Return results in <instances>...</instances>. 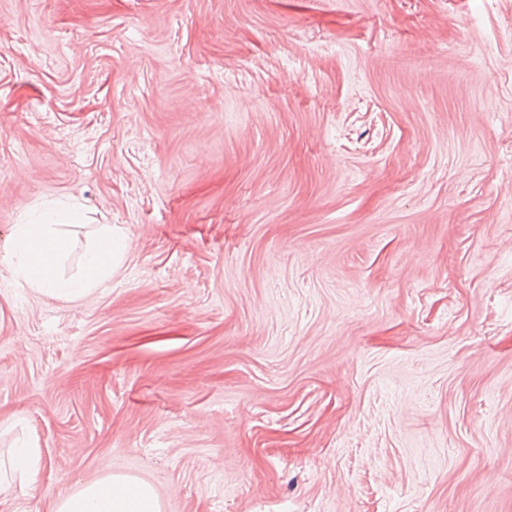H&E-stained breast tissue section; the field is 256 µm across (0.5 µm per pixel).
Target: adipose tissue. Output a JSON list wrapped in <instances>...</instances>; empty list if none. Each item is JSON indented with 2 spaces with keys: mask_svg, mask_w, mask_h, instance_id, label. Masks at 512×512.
Returning a JSON list of instances; mask_svg holds the SVG:
<instances>
[{
  "mask_svg": "<svg viewBox=\"0 0 512 512\" xmlns=\"http://www.w3.org/2000/svg\"><path fill=\"white\" fill-rule=\"evenodd\" d=\"M81 219L77 205L48 206L27 223L16 225L7 250L13 275L29 287L70 301L109 277L120 249L108 227L100 231L87 253L80 277L65 280L59 276V263L68 250L60 227L80 223ZM56 512H161V503L148 483L112 475L61 498Z\"/></svg>",
  "mask_w": 512,
  "mask_h": 512,
  "instance_id": "adipose-tissue-1",
  "label": "adipose tissue"
}]
</instances>
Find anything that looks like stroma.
Listing matches in <instances>:
<instances>
[{"mask_svg":"<svg viewBox=\"0 0 512 512\" xmlns=\"http://www.w3.org/2000/svg\"><path fill=\"white\" fill-rule=\"evenodd\" d=\"M68 200L75 301L4 260ZM109 475L512 512V0H0V512ZM82 215L76 204L44 207L25 224H17L7 256L13 275L36 288L69 301L79 299L112 273L120 249L112 239V227H104L95 246L87 253L81 275L75 280L59 276L60 260L68 250V240L58 227L79 224Z\"/></svg>","mask_w":512,"mask_h":512,"instance_id":"stroma-1","label":"stroma"}]
</instances>
